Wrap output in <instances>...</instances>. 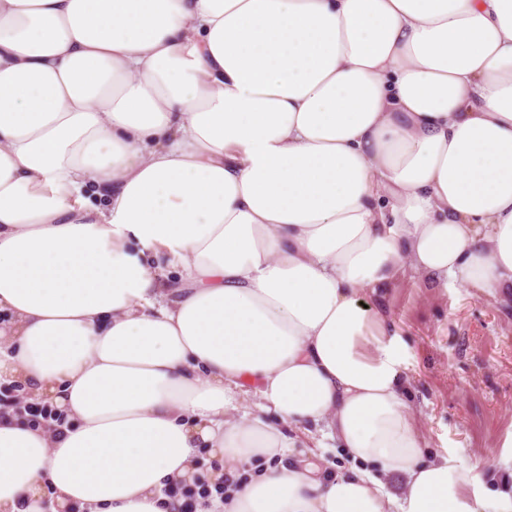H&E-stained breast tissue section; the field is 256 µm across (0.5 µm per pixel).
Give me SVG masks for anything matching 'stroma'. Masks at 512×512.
Listing matches in <instances>:
<instances>
[{
    "instance_id": "obj_1",
    "label": "stroma",
    "mask_w": 512,
    "mask_h": 512,
    "mask_svg": "<svg viewBox=\"0 0 512 512\" xmlns=\"http://www.w3.org/2000/svg\"><path fill=\"white\" fill-rule=\"evenodd\" d=\"M409 347L414 420L432 450L448 447L512 492V294L404 280L383 297Z\"/></svg>"
}]
</instances>
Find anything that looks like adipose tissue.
Instances as JSON below:
<instances>
[{
	"label": "adipose tissue",
	"instance_id": "adipose-tissue-1",
	"mask_svg": "<svg viewBox=\"0 0 512 512\" xmlns=\"http://www.w3.org/2000/svg\"><path fill=\"white\" fill-rule=\"evenodd\" d=\"M408 276L512 289V0H0V376L63 418L0 412V512H512L426 451ZM315 462L322 467L346 466L349 459L343 448H288V456L285 462L294 463L301 461Z\"/></svg>",
	"mask_w": 512,
	"mask_h": 512
}]
</instances>
